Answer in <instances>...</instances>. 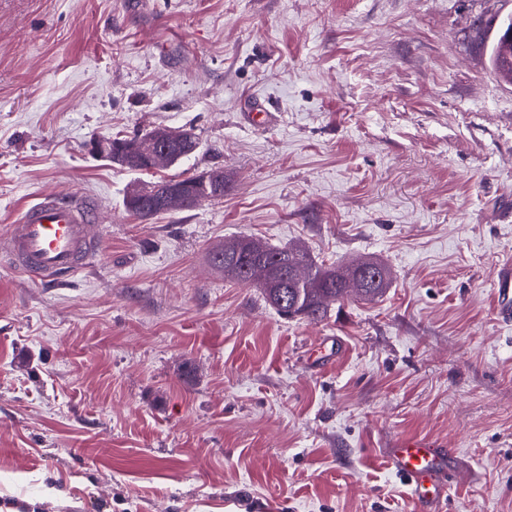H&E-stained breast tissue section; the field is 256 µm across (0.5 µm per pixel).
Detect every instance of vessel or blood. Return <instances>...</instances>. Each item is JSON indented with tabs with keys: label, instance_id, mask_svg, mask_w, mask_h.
<instances>
[{
	"label": "vessel or blood",
	"instance_id": "1",
	"mask_svg": "<svg viewBox=\"0 0 512 512\" xmlns=\"http://www.w3.org/2000/svg\"><path fill=\"white\" fill-rule=\"evenodd\" d=\"M98 214L93 202L68 193L40 197L25 208L8 234L9 258L15 268L39 283H56L89 268L102 251L95 232ZM494 287L496 313L512 323V259L502 261ZM445 444L408 439L384 451V461L410 488L412 512H443L448 498Z\"/></svg>",
	"mask_w": 512,
	"mask_h": 512
}]
</instances>
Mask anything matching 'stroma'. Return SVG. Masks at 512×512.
Returning a JSON list of instances; mask_svg holds the SVG:
<instances>
[{
	"mask_svg": "<svg viewBox=\"0 0 512 512\" xmlns=\"http://www.w3.org/2000/svg\"><path fill=\"white\" fill-rule=\"evenodd\" d=\"M512 0H0V512H408L403 439L465 461L444 512H512ZM273 120L256 125L243 101ZM168 126L223 199L150 218L92 141ZM100 208V259L19 275L37 198ZM242 235L391 286L323 321L224 277ZM496 37L489 48V61L495 73L512 82V14L496 20ZM494 288L499 299L496 308L498 317L512 323V259L510 256L499 265Z\"/></svg>",
	"mask_w": 512,
	"mask_h": 512,
	"instance_id": "obj_1",
	"label": "stroma"
}]
</instances>
